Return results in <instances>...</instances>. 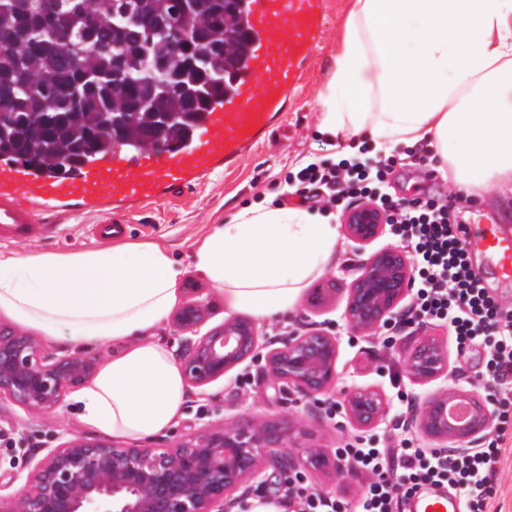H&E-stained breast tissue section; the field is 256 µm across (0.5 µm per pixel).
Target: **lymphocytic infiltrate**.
<instances>
[{"label": "lymphocytic infiltrate", "mask_w": 512, "mask_h": 512, "mask_svg": "<svg viewBox=\"0 0 512 512\" xmlns=\"http://www.w3.org/2000/svg\"><path fill=\"white\" fill-rule=\"evenodd\" d=\"M395 156L332 165L309 163L295 175L308 201L323 208L341 198L374 199L394 224L403 249L416 267L414 299L395 320L398 331L410 334L418 327L440 322L455 336L459 350L483 345L482 378L493 388L500 409L498 431L512 427V305L501 303L482 287L463 246V225L452 223L448 203L433 196L396 201L378 192ZM497 440L472 451L455 448H353L346 461L372 476L367 490L352 512H399L427 485H450L459 498L461 512H485L497 481Z\"/></svg>", "instance_id": "f902f5d3"}]
</instances>
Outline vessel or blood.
Here are the masks:
<instances>
[{"label": "vessel or blood", "mask_w": 512, "mask_h": 512, "mask_svg": "<svg viewBox=\"0 0 512 512\" xmlns=\"http://www.w3.org/2000/svg\"><path fill=\"white\" fill-rule=\"evenodd\" d=\"M328 0H244L249 38L228 85L194 114L178 141L118 145L58 168L0 156V241L25 244L44 232L37 218L98 215L93 235L121 237L130 213L193 190L206 176L237 167L280 124L304 85L328 20ZM259 119L255 133L247 125ZM467 252L483 255L492 273L512 284V239L495 226L466 228ZM416 512H459V502L418 497Z\"/></svg>", "instance_id": "b4317fda"}]
</instances>
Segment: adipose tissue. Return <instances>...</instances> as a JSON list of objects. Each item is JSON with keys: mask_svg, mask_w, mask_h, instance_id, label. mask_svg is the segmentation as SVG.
<instances>
[{"mask_svg": "<svg viewBox=\"0 0 512 512\" xmlns=\"http://www.w3.org/2000/svg\"><path fill=\"white\" fill-rule=\"evenodd\" d=\"M319 129L342 156L363 143L427 146L462 198L512 194V0H352ZM335 225L292 206H253L196 248L225 307L287 313L333 261ZM179 264L145 244L70 256L0 253V314L50 341H127L72 400L119 437L169 428L186 400L178 360L150 331L177 303Z\"/></svg>", "mask_w": 512, "mask_h": 512, "instance_id": "obj_1", "label": "adipose tissue"}]
</instances>
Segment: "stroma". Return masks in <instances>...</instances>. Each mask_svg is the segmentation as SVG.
<instances>
[{
  "label": "stroma",
  "instance_id": "stroma-1",
  "mask_svg": "<svg viewBox=\"0 0 512 512\" xmlns=\"http://www.w3.org/2000/svg\"><path fill=\"white\" fill-rule=\"evenodd\" d=\"M350 4L351 0H330V23L307 83L300 89L279 126L252 155L245 158L234 172L207 179L196 193L160 201L131 217L124 242H155L168 248L183 270L177 283L180 302L194 298L210 301L212 313L207 321L208 327L220 325L228 319L229 313L224 306L223 295L194 265L197 244L212 231L214 225L225 223L243 207L280 205L288 190V175L300 169L302 160L329 164L335 161L317 128L318 94L333 68L336 45ZM428 171V166L399 161L387 175L382 190L396 200L410 199L422 192L446 197L452 188L451 183L431 180ZM490 213L500 216L499 231L511 235L512 197L503 196L498 191L491 190L481 197L459 201L449 210L451 217L470 225L484 220ZM97 220V215L88 213L56 225L31 243L1 242L0 250L19 257L46 253L70 255L95 250L101 243L91 238L87 229ZM398 242L394 228L388 225L377 239L365 246L363 252L357 253L346 234H339L334 262L309 283L296 306L288 314L258 323L269 340L281 338L306 323L326 325L338 339L337 380L333 393L317 396L296 393L285 397L273 389L262 388L258 375L266 350L261 347L255 361L244 362L228 372L224 379L188 395L175 423L146 438L145 446L171 447L184 434L223 416L245 421L273 417L285 422L299 414L317 430L323 444L334 449L382 445L384 439L392 434L395 420L400 418L408 424L407 436L414 447L431 448V441L419 429L420 407L429 396L447 384L487 395V388L478 378L483 369V351L474 348L459 352L454 338L449 336L444 326L428 325V332L448 354L452 380L448 383L439 379L417 384L405 375L396 353L398 347L414 345L415 335H399L392 327L384 326L368 339L348 330L344 314L348 288L356 276L353 264ZM357 387L379 390L389 401L390 410L377 425L366 428L353 426L341 408L344 395ZM63 419L69 422L74 433L89 439L98 438V431L80 420L71 402H63L57 410L37 416L10 402L0 403V471L16 476L15 482L5 487V494L20 491L31 461L59 444V422ZM499 448L496 491L489 501L488 510L512 512V431L504 435ZM367 481L365 473L350 468L341 476L324 470L305 471L294 479L293 484L335 495L341 504L347 505L355 502L356 490L364 488Z\"/></svg>",
  "mask_w": 512,
  "mask_h": 512
}]
</instances>
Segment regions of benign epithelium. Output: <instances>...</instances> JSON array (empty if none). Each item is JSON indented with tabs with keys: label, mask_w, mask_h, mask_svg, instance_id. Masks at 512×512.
I'll list each match as a JSON object with an SVG mask.
<instances>
[{
	"label": "benign epithelium",
	"mask_w": 512,
	"mask_h": 512,
	"mask_svg": "<svg viewBox=\"0 0 512 512\" xmlns=\"http://www.w3.org/2000/svg\"><path fill=\"white\" fill-rule=\"evenodd\" d=\"M348 239L359 247L375 240L385 224L383 212L361 202L342 218ZM411 287V264L404 252L388 245L359 266L349 288L345 321L348 328L371 336ZM208 303L191 300L173 316L174 332L183 336L180 365L187 389L201 388L255 357L259 330L246 319H233L201 332ZM406 375L417 383L448 374V357L427 335L398 350ZM338 343L319 327L292 332L264 356L261 382L280 395L299 391L323 395L336 383ZM96 369V358L83 351L58 354L24 330L0 324V400L32 415L61 406L68 392L84 384ZM440 391L425 401L419 427L444 444L471 439L490 426L486 402L466 394L471 420L463 428L448 425V400ZM343 408L355 426L376 423L389 402L376 390L356 388ZM289 471L311 467L343 471L337 452L301 444L278 420L243 424L234 417L187 433L173 447L149 448L113 440H95L66 431V438L31 466L22 490L0 495V512H227L237 493L260 482L263 459L270 449Z\"/></svg>",
	"instance_id": "obj_1"
}]
</instances>
